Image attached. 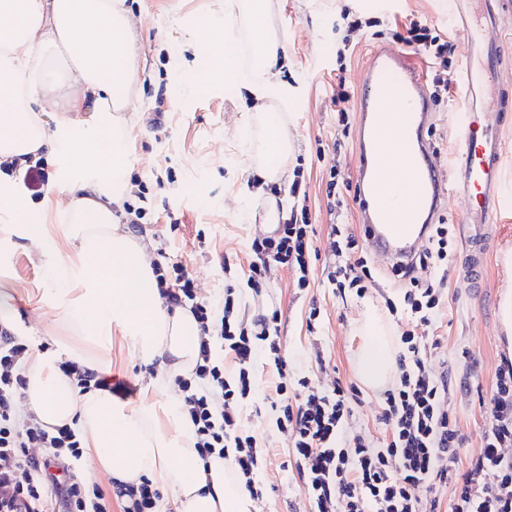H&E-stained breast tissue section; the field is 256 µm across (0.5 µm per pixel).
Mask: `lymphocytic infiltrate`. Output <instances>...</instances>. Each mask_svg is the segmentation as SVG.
<instances>
[{"label":"lymphocytic infiltrate","mask_w":512,"mask_h":512,"mask_svg":"<svg viewBox=\"0 0 512 512\" xmlns=\"http://www.w3.org/2000/svg\"><path fill=\"white\" fill-rule=\"evenodd\" d=\"M393 38L423 56L429 68L431 97L447 98L457 71L452 44L433 33L428 24L410 19ZM315 231L308 207L290 215L275 234L254 238L250 265L261 278L274 266L297 272L298 287H306L308 257ZM450 229L433 225L427 247L413 263L395 269L405 283L401 301L387 300L390 314L406 313L413 326L399 336V374L380 395V421L387 434L381 446L364 435H346L344 426L360 403L352 383L322 390L309 378L288 388L287 362L279 336L271 328L277 313L252 320L239 316L233 289L224 292L221 309L198 300L194 281L181 265L173 276L157 274L156 286L165 303L191 302L200 330L199 354L190 376H177L180 409L194 426V450L200 458L219 455L232 461L234 476L251 497L263 491L256 475L270 460L242 421V410L253 398L259 359H272V377L265 398L276 411V427L288 442V457L302 480L315 512H512V358L501 357L494 372L489 401V424L479 451L462 455L463 436L450 411L452 381L428 365L441 345L436 335L448 288V269L454 260ZM354 233L332 226L329 249L333 260L327 279L337 293L351 289L364 295L374 280L365 258L355 257ZM433 268L434 278L422 281L416 268ZM222 342L233 363L225 375L213 357L214 342ZM27 344L0 330V512H156L162 494L151 480L132 486L113 483L104 489L67 478L73 461L83 454L74 428L45 429L35 418H21L20 402L27 379L21 364ZM44 456H35V449ZM452 487L443 502L444 487ZM428 497H421L420 488Z\"/></svg>","instance_id":"lymphocytic-infiltrate-1"}]
</instances>
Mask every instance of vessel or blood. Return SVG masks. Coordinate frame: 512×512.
<instances>
[{"label": "vessel or blood", "mask_w": 512, "mask_h": 512, "mask_svg": "<svg viewBox=\"0 0 512 512\" xmlns=\"http://www.w3.org/2000/svg\"><path fill=\"white\" fill-rule=\"evenodd\" d=\"M498 16L492 5L460 15L457 27L467 36L463 92L454 110L459 133L457 163L444 174L424 136L435 113L424 81L402 54L376 49L361 77L357 180L360 212L368 248L386 262L410 263L429 234L449 193L465 204L462 225L466 244L461 268L471 286H478L487 262V230L506 202L500 180L501 142L493 131L498 116L485 112V93L498 84L499 41L489 37ZM401 201L397 209L389 198Z\"/></svg>", "instance_id": "vessel-or-blood-1"}]
</instances>
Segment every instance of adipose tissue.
Returning <instances> with one entry per match:
<instances>
[{"label":"adipose tissue","instance_id":"adipose-tissue-1","mask_svg":"<svg viewBox=\"0 0 512 512\" xmlns=\"http://www.w3.org/2000/svg\"><path fill=\"white\" fill-rule=\"evenodd\" d=\"M247 18L254 65L238 69L223 51V27L214 14L197 20L204 32L203 82L217 75L247 91L265 134L258 181L242 194L258 199L271 181L283 180L293 138L267 100L284 95L280 79L286 55L267 26V0H240ZM142 71L137 39L124 0H0V164L15 171L29 158L64 155L78 171L75 189L61 209L66 223L47 224L30 207L16 176L0 177V246L35 245L48 288L40 296L55 312L57 356L32 351L25 367L23 414L47 428L79 426L98 469L117 482L150 478L171 492L179 512H252L249 494L231 476L228 460H201L194 428L169 396L163 407L117 403L98 388L79 393L58 372L56 357L106 375L112 370V339L159 376L184 374L197 359L198 324L184 306H164L147 254L148 234L120 223L127 192V132L120 117L126 91ZM85 113L83 122L74 116ZM360 351V377L373 385L394 367L384 330L367 317ZM167 424H160V417Z\"/></svg>","mask_w":512,"mask_h":512}]
</instances>
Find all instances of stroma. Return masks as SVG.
I'll use <instances>...</instances> for the list:
<instances>
[{
    "label": "stroma",
    "instance_id": "35a3bbf8",
    "mask_svg": "<svg viewBox=\"0 0 512 512\" xmlns=\"http://www.w3.org/2000/svg\"><path fill=\"white\" fill-rule=\"evenodd\" d=\"M125 7L134 20L149 77L133 87L124 114L130 138L126 156L130 191L123 206L142 209V227L152 240L154 261L185 266L202 300L223 302L225 289L234 288L246 318L278 310L290 378L305 376L327 389L339 381L358 382L361 340L356 331L366 314L375 313L387 326L393 347L408 322L394 318L385 307L386 298L398 297L402 282L367 248L359 253L372 268L376 287L361 297L352 291L339 295L327 281L324 267L329 261L331 225L338 221L353 231L361 229L356 201L359 118L357 112H350L349 127L341 128L327 92L342 64L352 87L360 88V75L372 51L397 48L388 30L410 14L446 32L457 64H464L465 38L449 21L456 11L453 0H391L389 6L370 8L363 0H271L269 26L288 54L282 80L290 94L269 100L266 109L281 113L295 140L288 167L303 172L318 256L309 263L306 288L297 287L293 270L278 266L261 280L257 291L247 284L254 259L250 244L265 232V207L258 200L242 202L239 189L255 176L256 166L247 154L260 143L261 125L223 78H213L204 91L195 87L193 45L200 38L194 30L196 16L209 11L226 18L228 27L241 38L245 32L239 15L225 11L224 0H125ZM346 7L361 18H375V26L348 33L341 16ZM497 29L503 46L502 80L488 92L486 107L506 116L498 130L500 175L505 193L512 197V13L498 20ZM346 37L355 50L341 64L336 51ZM174 42L186 46L176 60L169 56ZM453 106L450 100L436 106L435 123L426 135L447 171L452 170L458 152ZM337 139L342 142L338 151L333 148ZM333 166L338 169L334 178L329 175ZM332 179L344 200L338 217L330 215L327 206V184ZM493 221L499 239L489 247L482 286L467 288L456 269L448 271V300L437 331L442 345L430 362L433 371L449 372L452 378L451 410L467 454L478 450L488 425L495 369L502 355L512 354V204ZM9 272L16 286L12 315L24 324L27 344L54 353L53 310L29 300L43 284L40 264L17 250L9 259ZM315 307L320 310L316 317L310 314ZM112 374L136 385L137 393L131 398L135 404L178 392L175 383L157 384L155 372L127 352L116 353ZM268 375V367H260L254 405L243 413L259 445L273 453L270 464L256 477L263 490L256 507L258 512H313L304 484L288 461V445L276 428V414L264 398Z\"/></svg>",
    "mask_w": 512,
    "mask_h": 512
}]
</instances>
